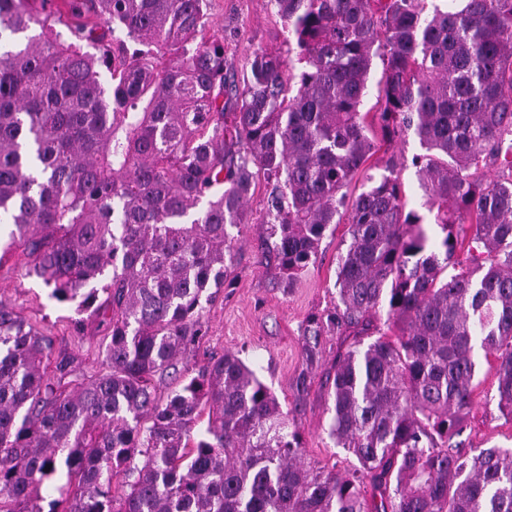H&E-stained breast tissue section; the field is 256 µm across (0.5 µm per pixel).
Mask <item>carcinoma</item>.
Masks as SVG:
<instances>
[{"label":"carcinoma","instance_id":"1","mask_svg":"<svg viewBox=\"0 0 512 512\" xmlns=\"http://www.w3.org/2000/svg\"><path fill=\"white\" fill-rule=\"evenodd\" d=\"M426 2L270 0L295 59L257 50L240 79L209 0H0V218L50 297L108 326L80 382L0 304V512H512V448L461 439L478 348L512 419V0ZM410 134L433 244L395 166L365 167ZM259 180L290 281L348 215L290 409L234 352L162 402ZM319 370L348 472L305 464L290 424Z\"/></svg>","mask_w":512,"mask_h":512}]
</instances>
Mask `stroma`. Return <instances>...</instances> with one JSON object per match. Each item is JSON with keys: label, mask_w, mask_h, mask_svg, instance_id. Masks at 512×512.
<instances>
[{"label": "stroma", "mask_w": 512, "mask_h": 512, "mask_svg": "<svg viewBox=\"0 0 512 512\" xmlns=\"http://www.w3.org/2000/svg\"><path fill=\"white\" fill-rule=\"evenodd\" d=\"M209 21L223 29L228 59L235 67H242L245 57L257 49L288 51V32L269 0H210ZM419 150L417 139L410 135L382 146L368 161L371 174L376 176L387 165H395L408 205L416 210L422 197L410 161ZM268 192L265 183H258L246 206V224L228 284L218 290L203 312L207 335L193 360L201 364L227 350L238 353L285 404L302 367L304 322L309 315L332 307L336 299V256L343 248L348 225L337 224L335 232L323 239L315 267L293 285H286L270 264L267 247L259 236ZM10 230V225L0 226V248L7 250L0 258V303L15 308L34 329L49 336L55 349L76 353L78 373L94 374L98 357L95 351L82 347L81 339L97 334L96 321L85 320L83 331H76L74 306L50 299L42 280L28 274L21 244L9 241ZM475 382L470 424L464 433L468 446L512 448V420L502 416L492 399L496 382L486 360H479ZM330 418L322 388L313 386L305 412L295 418L302 434V458L309 465L342 472L352 468L356 460L329 438Z\"/></svg>", "instance_id": "1"}]
</instances>
